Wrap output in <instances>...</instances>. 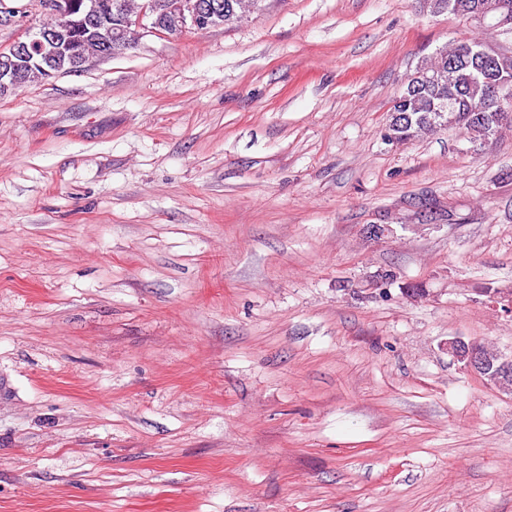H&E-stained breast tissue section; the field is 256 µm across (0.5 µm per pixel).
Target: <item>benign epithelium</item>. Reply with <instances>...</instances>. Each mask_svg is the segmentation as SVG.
<instances>
[{
    "label": "benign epithelium",
    "instance_id": "1",
    "mask_svg": "<svg viewBox=\"0 0 512 512\" xmlns=\"http://www.w3.org/2000/svg\"><path fill=\"white\" fill-rule=\"evenodd\" d=\"M43 8L57 19L52 35L26 28L11 43L0 47V94L27 82L31 74L45 78L54 76L51 71L54 58L69 56L75 71L79 72L93 57L112 58L131 48L125 39L127 31L133 30L137 36L153 34L175 39L214 27L212 9L201 0H140L130 9L125 0H115L107 13H100L98 0H84L83 10L75 12L74 0H44ZM498 22L512 24V16L502 11L499 3L488 4L485 10L473 15L481 23L489 17ZM107 26L110 40L106 47L92 51L87 44H77L71 38L74 30L84 27L87 22ZM476 58L482 69H492L504 73L512 71V57L492 53L479 44L474 47ZM491 94L499 110L512 112V89L505 83L491 86ZM448 354L465 368L490 378L498 386L512 377V358L485 347H475V341L461 337L448 339Z\"/></svg>",
    "mask_w": 512,
    "mask_h": 512
}]
</instances>
